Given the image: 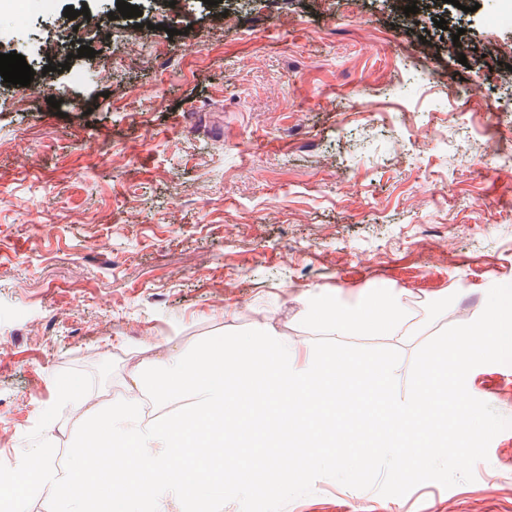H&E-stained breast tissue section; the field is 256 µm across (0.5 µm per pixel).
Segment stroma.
<instances>
[{
  "label": "stroma",
  "mask_w": 512,
  "mask_h": 512,
  "mask_svg": "<svg viewBox=\"0 0 512 512\" xmlns=\"http://www.w3.org/2000/svg\"><path fill=\"white\" fill-rule=\"evenodd\" d=\"M116 2L0 12V53L35 72L0 80V462L64 371L114 362L103 405L145 357L267 327L311 344L303 300L391 287L415 335L351 342L406 374L512 280V71L482 59L512 45V0H129L98 26ZM467 389L512 418V366ZM474 475L402 497L322 477L283 512H512V428Z\"/></svg>",
  "instance_id": "35a3bbf8"
}]
</instances>
